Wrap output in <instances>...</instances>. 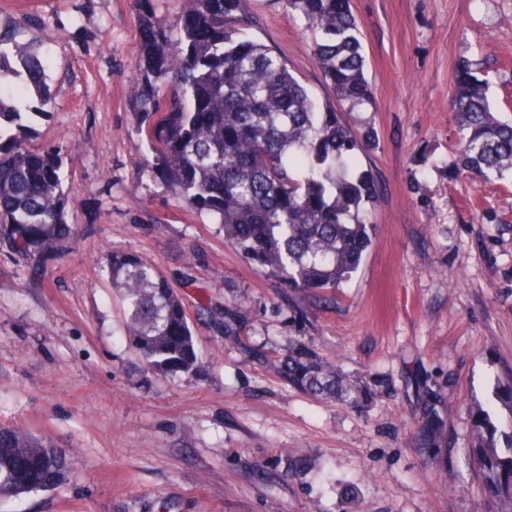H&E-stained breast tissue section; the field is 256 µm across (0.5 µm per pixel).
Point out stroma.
Instances as JSON below:
<instances>
[{
    "instance_id": "35a3bbf8",
    "label": "stroma",
    "mask_w": 512,
    "mask_h": 512,
    "mask_svg": "<svg viewBox=\"0 0 512 512\" xmlns=\"http://www.w3.org/2000/svg\"><path fill=\"white\" fill-rule=\"evenodd\" d=\"M250 38L269 45L312 95L336 106L313 35L283 0H247ZM377 101L352 125L373 136L357 162L379 187L373 239L325 301L248 264L210 216L157 174L130 109L141 55L133 0H0V20L47 50L57 106L39 141L61 147L73 193V250L39 272L0 244V423L52 437L75 476L0 512H512L474 464L471 409L489 411L498 453L512 442V188L454 173L448 109L468 58L488 98L512 94V0H351ZM116 250L159 267L183 297L203 364L141 372L108 276ZM241 306V343L206 308ZM335 357L372 398L314 399L242 343L290 340ZM437 397L444 444L424 448L421 400ZM307 458L298 475L285 454Z\"/></svg>"
}]
</instances>
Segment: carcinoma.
Here are the masks:
<instances>
[{"label": "carcinoma", "mask_w": 512, "mask_h": 512, "mask_svg": "<svg viewBox=\"0 0 512 512\" xmlns=\"http://www.w3.org/2000/svg\"><path fill=\"white\" fill-rule=\"evenodd\" d=\"M246 0H185L179 36L154 20L152 0H134L142 32L133 69L131 110L150 143V168L185 205L222 225L227 242L286 288L319 296L348 282L371 244L378 198L356 154L370 140L342 113L322 111L288 64L245 36L255 24ZM314 34L312 54L344 111L376 110L365 76L362 32L350 0H284ZM47 54L0 22V241L25 259L44 261L77 239L68 223L61 151L35 147L34 119L55 105L46 86ZM464 58L452 79L448 108L459 121L454 164L480 184L512 182V120L489 101L487 81ZM112 287L127 311V331L143 366L162 377L199 368L183 302L158 268L130 252H112ZM224 316V338L239 340L236 306ZM279 374L316 397L361 407L370 394L345 381L335 362L294 343ZM423 443L436 447L443 419L422 409ZM501 457L482 438L477 460L496 494L512 495V447ZM72 474L66 449L16 425L0 424V501L54 490Z\"/></svg>", "instance_id": "obj_1"}]
</instances>
